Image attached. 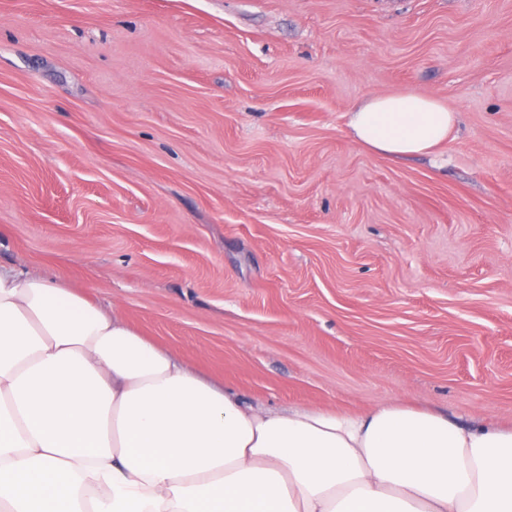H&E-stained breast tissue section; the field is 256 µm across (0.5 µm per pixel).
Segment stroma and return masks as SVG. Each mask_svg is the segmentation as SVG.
Here are the masks:
<instances>
[{
    "label": "stroma",
    "instance_id": "stroma-1",
    "mask_svg": "<svg viewBox=\"0 0 512 512\" xmlns=\"http://www.w3.org/2000/svg\"><path fill=\"white\" fill-rule=\"evenodd\" d=\"M434 96L433 153L356 141ZM0 264L272 408L512 426V0H0ZM348 126L363 145L391 156L431 153L448 143L456 112L424 95H373L348 115Z\"/></svg>",
    "mask_w": 512,
    "mask_h": 512
}]
</instances>
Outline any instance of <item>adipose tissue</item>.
I'll return each mask as SVG.
<instances>
[{"mask_svg":"<svg viewBox=\"0 0 512 512\" xmlns=\"http://www.w3.org/2000/svg\"><path fill=\"white\" fill-rule=\"evenodd\" d=\"M455 124L412 93L348 119L391 156L433 152ZM0 512H512V429L402 403L273 410L0 266Z\"/></svg>","mask_w":512,"mask_h":512,"instance_id":"ef3b65f1","label":"adipose tissue"}]
</instances>
